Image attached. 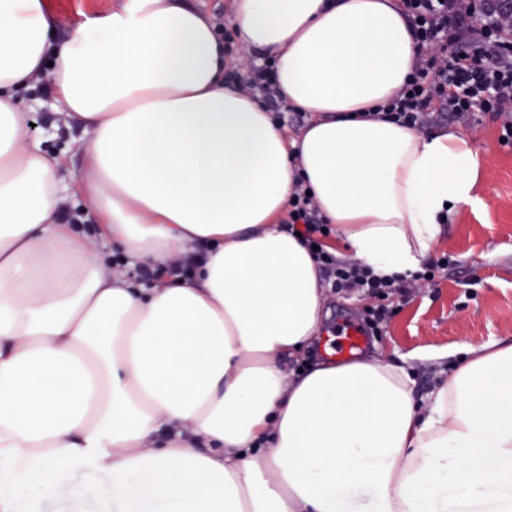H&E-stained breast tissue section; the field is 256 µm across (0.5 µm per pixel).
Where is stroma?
Returning <instances> with one entry per match:
<instances>
[{
	"label": "stroma",
	"mask_w": 512,
	"mask_h": 512,
	"mask_svg": "<svg viewBox=\"0 0 512 512\" xmlns=\"http://www.w3.org/2000/svg\"><path fill=\"white\" fill-rule=\"evenodd\" d=\"M34 95L42 101L33 114L34 136L43 140L47 151L64 156L70 171H77L82 127L61 121L49 102L48 85H37ZM449 127L470 136L484 158L479 205L461 210L433 249L434 256L450 254L459 264L432 287L394 301L380 334L366 336L360 347L364 353L378 344L388 347L393 362L413 371L421 394L447 367L443 352L464 342L512 341V146L500 143L501 123L488 114H476L467 122L445 117L428 130ZM367 305L360 297L329 293L325 310L332 335L363 324ZM424 345L432 346L436 357L416 358V350Z\"/></svg>",
	"instance_id": "35a3bbf8"
}]
</instances>
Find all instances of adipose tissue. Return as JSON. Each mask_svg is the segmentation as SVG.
<instances>
[{
	"label": "adipose tissue",
	"mask_w": 512,
	"mask_h": 512,
	"mask_svg": "<svg viewBox=\"0 0 512 512\" xmlns=\"http://www.w3.org/2000/svg\"><path fill=\"white\" fill-rule=\"evenodd\" d=\"M233 24L310 113L298 134L225 81L187 0H117L63 41L45 0H0V512H33L31 485L97 512H512V341L463 344L423 401L382 347L283 368L327 334L317 265L278 227L297 179L353 259L407 278L479 201L469 137L371 115L412 69L409 21L396 0H235ZM43 70L86 133L73 176L18 97ZM72 193L161 278L113 274L59 221Z\"/></svg>",
	"instance_id": "1"
}]
</instances>
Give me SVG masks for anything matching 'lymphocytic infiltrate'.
I'll return each instance as SVG.
<instances>
[{
    "label": "lymphocytic infiltrate",
    "mask_w": 512,
    "mask_h": 512,
    "mask_svg": "<svg viewBox=\"0 0 512 512\" xmlns=\"http://www.w3.org/2000/svg\"><path fill=\"white\" fill-rule=\"evenodd\" d=\"M398 5L411 24L417 51L409 77L381 106V117L420 130L444 112L461 119L488 112L502 120V144H511L512 0H398ZM231 76L242 88L260 94L275 111H287L272 63L244 72L235 69ZM282 227L300 232L313 248V258L332 291L371 299L366 323L374 331L391 314L390 298L429 286L432 277L457 263L454 256L440 257L424 264L405 285L338 257L324 248L332 229L301 183L288 199V219Z\"/></svg>",
    "instance_id": "obj_1"
}]
</instances>
